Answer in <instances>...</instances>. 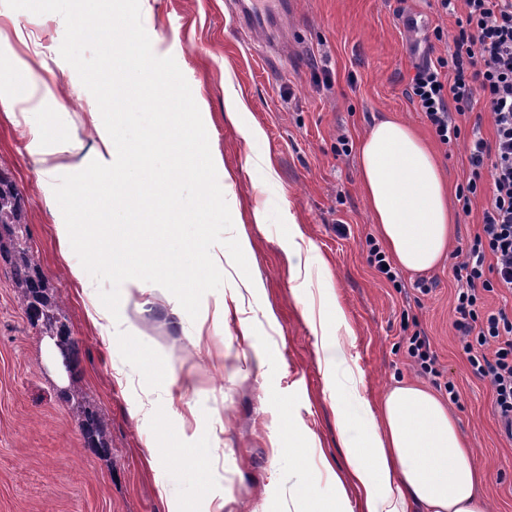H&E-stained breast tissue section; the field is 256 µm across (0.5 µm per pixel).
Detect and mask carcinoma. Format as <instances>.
<instances>
[{"label": "carcinoma", "mask_w": 512, "mask_h": 512, "mask_svg": "<svg viewBox=\"0 0 512 512\" xmlns=\"http://www.w3.org/2000/svg\"><path fill=\"white\" fill-rule=\"evenodd\" d=\"M26 239L27 230L22 224V197L12 181L0 174V250L13 267L12 287L25 306L31 324L44 336L60 337L62 350L71 356L75 351L74 342L62 304L49 296V286L33 266ZM65 394L79 410L87 447L99 453L106 452L109 448L106 414L86 405L84 391L75 382Z\"/></svg>", "instance_id": "cac0c4a2"}]
</instances>
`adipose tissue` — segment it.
I'll use <instances>...</instances> for the list:
<instances>
[{"instance_id":"1","label":"adipose tissue","mask_w":512,"mask_h":512,"mask_svg":"<svg viewBox=\"0 0 512 512\" xmlns=\"http://www.w3.org/2000/svg\"><path fill=\"white\" fill-rule=\"evenodd\" d=\"M117 148L116 135L100 133L99 163L86 174L99 192L119 185L110 165ZM357 151L359 188L392 260L412 273L436 267L449 254L455 216L435 155L407 122L393 118L374 123ZM362 381L354 376V390L331 393L346 460L339 494L355 491L359 512H490L480 490L486 472L447 406L431 390L403 383L368 411L357 389ZM354 426L361 440L351 436Z\"/></svg>"}]
</instances>
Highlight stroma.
Wrapping results in <instances>:
<instances>
[{
	"mask_svg": "<svg viewBox=\"0 0 512 512\" xmlns=\"http://www.w3.org/2000/svg\"><path fill=\"white\" fill-rule=\"evenodd\" d=\"M236 0H140L141 20L156 56L173 57L187 80L222 160L208 172L220 183L232 173L225 199L244 225L257 288L243 292L232 265L225 282L203 295L243 300L251 339L236 327L171 325L158 291L120 303V319L136 337L105 339L91 319L98 293L85 292L71 270L80 261L59 241L63 219L54 196L59 176L40 178L27 144L45 150L67 141L91 161L98 131L89 115L98 105L59 53L63 18L16 11L0 0V172L23 197L28 245L62 302L75 356L70 372L51 364L45 340L12 289V267L0 259V512H206L210 497L224 512H334L336 479L322 465L342 466L336 412L319 364L315 338L295 303L319 301L326 278L355 329L346 359L363 374L359 392L376 401L399 382H416L449 405L488 471L482 488L492 512H512V438L502 428L489 380L474 374L454 327L455 269L461 249L479 232L484 196L463 204L450 195L457 217L449 258L431 271H399L390 283L370 266L372 215L358 186L356 152L342 153L376 120L402 119L437 153L452 187L470 168L463 124L460 141L442 145L408 96L424 40L442 32L437 55L458 31L438 0H296L284 27L285 50L267 61L251 35L238 29ZM242 99L240 125H256L264 139L248 145L224 117V97ZM269 157L266 176L261 157ZM262 182V194L252 190ZM264 208L265 224L252 211ZM302 224L312 250L307 276L289 283L282 247L291 223ZM426 281L429 293L416 288ZM424 331L436 374L422 372L408 354ZM79 380L108 418L110 448L85 445L79 421L61 394ZM183 393L180 417L170 415L169 390Z\"/></svg>",
	"mask_w": 512,
	"mask_h": 512,
	"instance_id": "obj_1",
	"label": "stroma"
}]
</instances>
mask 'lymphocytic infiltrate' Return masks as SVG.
Wrapping results in <instances>:
<instances>
[{
    "label": "lymphocytic infiltrate",
    "mask_w": 512,
    "mask_h": 512,
    "mask_svg": "<svg viewBox=\"0 0 512 512\" xmlns=\"http://www.w3.org/2000/svg\"><path fill=\"white\" fill-rule=\"evenodd\" d=\"M442 10H463L459 31L444 57L415 68L409 95L441 144L461 136V119L484 105L493 140L473 134L467 194H485L481 230L460 264L454 328L474 373L489 379L495 408L512 435V316L481 313V292L512 293V0H439Z\"/></svg>",
    "instance_id": "obj_1"
}]
</instances>
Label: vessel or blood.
Wrapping results in <instances>:
<instances>
[{"label":"vessel or blood","mask_w":512,"mask_h":512,"mask_svg":"<svg viewBox=\"0 0 512 512\" xmlns=\"http://www.w3.org/2000/svg\"><path fill=\"white\" fill-rule=\"evenodd\" d=\"M290 0H239L236 20L240 29L252 33L263 52L280 53V25L288 18Z\"/></svg>","instance_id":"b4317fda"}]
</instances>
